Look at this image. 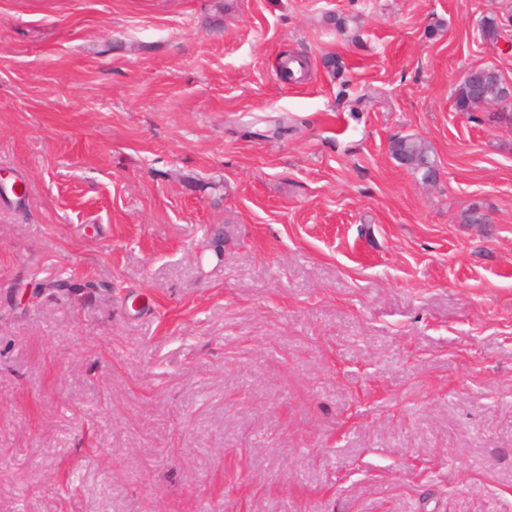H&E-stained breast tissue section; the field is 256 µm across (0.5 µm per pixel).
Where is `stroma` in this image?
Returning <instances> with one entry per match:
<instances>
[{
	"label": "stroma",
	"mask_w": 512,
	"mask_h": 512,
	"mask_svg": "<svg viewBox=\"0 0 512 512\" xmlns=\"http://www.w3.org/2000/svg\"><path fill=\"white\" fill-rule=\"evenodd\" d=\"M219 3L0 0V512H512V0ZM505 82L502 75L493 67L469 72L454 91L456 111L475 112L478 108L486 107V102L481 101L501 98ZM474 90L480 91L481 98L475 97ZM389 150L399 163L402 161L411 163L409 169L413 174L420 175L421 180H424L427 172L432 166L436 165L430 145L424 139L414 135L392 139ZM437 176L438 172L424 181L425 183H432L437 179Z\"/></svg>",
	"instance_id": "stroma-1"
}]
</instances>
